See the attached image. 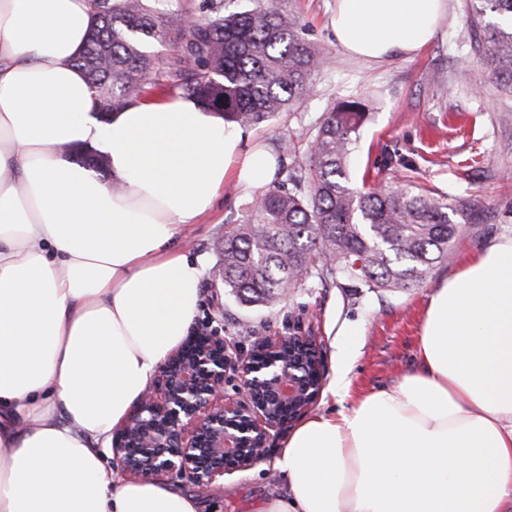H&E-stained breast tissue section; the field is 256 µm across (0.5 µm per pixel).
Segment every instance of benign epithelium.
<instances>
[{
	"label": "benign epithelium",
	"mask_w": 512,
	"mask_h": 512,
	"mask_svg": "<svg viewBox=\"0 0 512 512\" xmlns=\"http://www.w3.org/2000/svg\"><path fill=\"white\" fill-rule=\"evenodd\" d=\"M286 337L278 336L232 360L218 327L192 331L160 367L135 410L113 438L112 464L131 478L171 475L207 488L224 473L265 458L269 432L287 423L269 404L298 416L323 389L314 345L294 361L279 359ZM234 369L235 397L224 396L226 371Z\"/></svg>",
	"instance_id": "benign-epithelium-1"
}]
</instances>
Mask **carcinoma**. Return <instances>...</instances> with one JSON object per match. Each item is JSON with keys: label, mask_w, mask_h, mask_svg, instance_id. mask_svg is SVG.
<instances>
[{"label": "carcinoma", "mask_w": 512, "mask_h": 512, "mask_svg": "<svg viewBox=\"0 0 512 512\" xmlns=\"http://www.w3.org/2000/svg\"><path fill=\"white\" fill-rule=\"evenodd\" d=\"M464 40L512 94V0H469ZM95 24L76 66L97 91L104 119L132 104L160 71L147 46L171 31L180 55L172 89L199 99L241 126L265 123L299 104L324 54L301 36L291 12L254 6L188 23L178 10L157 13L147 0H93ZM366 105L333 106L311 132L308 162L258 192L243 220L219 243V279L248 307H273L284 289L307 283L399 291L426 282L448 258L460 224L484 214L464 195L399 185L361 190L348 159Z\"/></svg>", "instance_id": "obj_1"}]
</instances>
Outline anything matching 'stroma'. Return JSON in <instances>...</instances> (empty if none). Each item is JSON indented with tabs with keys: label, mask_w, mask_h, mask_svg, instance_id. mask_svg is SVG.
<instances>
[{
	"label": "stroma",
	"mask_w": 512,
	"mask_h": 512,
	"mask_svg": "<svg viewBox=\"0 0 512 512\" xmlns=\"http://www.w3.org/2000/svg\"><path fill=\"white\" fill-rule=\"evenodd\" d=\"M465 3L447 0L435 36L418 52L373 60L337 45L331 29L336 0H221L226 12L258 4L292 10L304 38L327 55L302 104L246 129L270 150L295 140L296 150L284 156V165L306 164L307 134L323 113L359 97L368 117L349 158L354 184L367 175L388 185L400 173L422 187L468 196L495 215L484 224L461 225L447 263L426 283L395 293L316 285L295 289L275 308H248L225 292L215 274V245L225 226L241 222L252 199L226 180L212 211L186 225L177 245L204 265L197 323L221 327L237 354H247L268 336H308L320 350L325 379H332L347 353L354 359L353 392L394 385L417 367L422 319L435 288L480 249L512 236V111L506 108L512 99L457 38L467 23ZM292 429L288 423L271 435L267 459L228 471L223 484L210 491L178 479L173 485L201 499L205 512H261L280 494L274 465Z\"/></svg>",
	"instance_id": "1"
}]
</instances>
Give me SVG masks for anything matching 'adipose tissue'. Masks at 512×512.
I'll return each instance as SVG.
<instances>
[{"instance_id":"ef3b65f1","label":"adipose tissue","mask_w":512,"mask_h":512,"mask_svg":"<svg viewBox=\"0 0 512 512\" xmlns=\"http://www.w3.org/2000/svg\"><path fill=\"white\" fill-rule=\"evenodd\" d=\"M443 12L336 0L332 28L379 60L420 50ZM93 23L91 0H0V512H199L168 483L115 479L103 450L195 321L203 263L175 236L276 160L181 94L99 120L74 64ZM418 356L358 396L341 364L329 391L351 406L288 435L286 494L264 512H512V237L434 290Z\"/></svg>"}]
</instances>
